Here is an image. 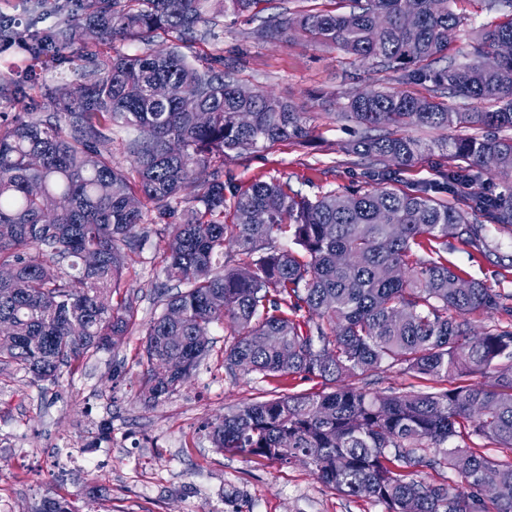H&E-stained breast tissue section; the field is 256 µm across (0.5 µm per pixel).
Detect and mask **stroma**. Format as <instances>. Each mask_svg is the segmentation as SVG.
<instances>
[{
	"instance_id": "obj_1",
	"label": "stroma",
	"mask_w": 512,
	"mask_h": 512,
	"mask_svg": "<svg viewBox=\"0 0 512 512\" xmlns=\"http://www.w3.org/2000/svg\"><path fill=\"white\" fill-rule=\"evenodd\" d=\"M54 4L0 0V15L19 19L28 40L56 23ZM255 25L247 16L226 17L223 41L195 43L189 53L211 61L246 49L242 84L309 112L312 141L225 156V180L246 187L276 178L310 198L380 188L382 165L342 149L353 138L352 122L337 114L342 94L370 88L418 94L423 85L373 73L368 64L349 63L338 48L302 38L251 39ZM163 248L161 235L150 232L124 273L125 291L138 297L139 326L117 348L80 363L77 372H63L54 384H30L21 372L0 374V512H30L49 491L74 499L78 512H85L87 504L76 494L91 478L103 490L98 512H385L382 505L322 483L303 464L280 465L214 448L211 421L236 405L266 399L274 390L312 394L327 388L321 379L302 375L277 380L228 375L229 326L211 327L209 353L178 392L153 406L140 401V327L162 310L155 287L164 279ZM447 258L462 276L512 292V229L492 233L479 250L449 240ZM352 383L382 391L449 386L395 368L354 377Z\"/></svg>"
}]
</instances>
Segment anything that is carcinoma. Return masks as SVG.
<instances>
[{
	"label": "carcinoma",
	"mask_w": 512,
	"mask_h": 512,
	"mask_svg": "<svg viewBox=\"0 0 512 512\" xmlns=\"http://www.w3.org/2000/svg\"><path fill=\"white\" fill-rule=\"evenodd\" d=\"M260 2L64 0L58 24L29 43L25 81H9L17 90L38 88L88 31L101 44L119 37L145 48L102 53L92 68L72 63L76 79L53 87V108L0 125V367L54 382L117 346L137 316L123 270L147 225L161 224L163 310L145 330V404L191 377L210 326L227 320L228 374H303L331 390L243 404L211 423L215 448L279 464L302 455L318 480L386 512H512V460L475 443L512 449V294L462 278L445 257L450 239L480 247L490 227L512 226V56L485 65L512 42V0H486L507 20L483 27L464 62L448 57L464 20L457 0H336L334 11L283 8L261 19L260 40L302 36L376 72L431 83L419 95L347 91L342 117L357 130L347 151L371 162L405 169L426 151L448 152L441 182L314 198L277 179L225 185L217 160L303 144L312 128L272 94L238 93L243 58L199 64L186 53L221 41L224 17ZM447 95L478 106L454 109ZM116 127L128 132L129 172L113 159ZM411 127L477 134L432 145L406 134ZM489 159L506 181L475 192ZM280 239L294 247H276ZM226 241L237 248L232 265L221 262ZM31 247L45 259L28 260ZM90 252L99 255L92 266ZM500 311L511 321H471ZM385 367L487 381L436 392L343 383ZM430 471L452 479L437 483ZM31 512L74 510L56 494Z\"/></svg>",
	"instance_id": "obj_1"
}]
</instances>
